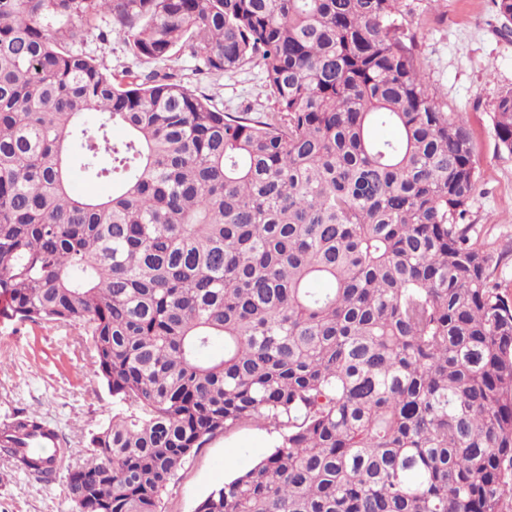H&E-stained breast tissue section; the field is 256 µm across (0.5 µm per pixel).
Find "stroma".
I'll return each mask as SVG.
<instances>
[{
    "instance_id": "35a3bbf8",
    "label": "stroma",
    "mask_w": 512,
    "mask_h": 512,
    "mask_svg": "<svg viewBox=\"0 0 512 512\" xmlns=\"http://www.w3.org/2000/svg\"><path fill=\"white\" fill-rule=\"evenodd\" d=\"M399 2L416 34L414 53L425 83L444 111L461 113L473 142L479 188L467 221L497 260L500 280L512 285V155L499 150L493 126L499 96L512 89V35L499 34L492 0ZM107 24V18L97 20L82 50L117 73L130 58L121 38L100 40L98 31ZM182 67L188 87L224 111L255 117L273 109L261 91L259 68L196 75L188 58ZM20 411L37 413L55 427L68 451L48 483L0 453V512H73L68 475L91 455L92 434L117 411L92 370L79 326L0 316V421ZM274 443V434L255 426L215 436L178 470L161 497L160 512H194L207 493L250 468Z\"/></svg>"
}]
</instances>
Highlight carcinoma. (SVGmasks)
Masks as SVG:
<instances>
[{"label":"carcinoma","mask_w":512,"mask_h":512,"mask_svg":"<svg viewBox=\"0 0 512 512\" xmlns=\"http://www.w3.org/2000/svg\"><path fill=\"white\" fill-rule=\"evenodd\" d=\"M104 14L154 68L69 48ZM413 40L398 0H0V313L82 326L119 406L77 512H159L250 423L274 449L195 512H512V294ZM182 51L260 66L273 111L217 109ZM493 123L511 154L512 90Z\"/></svg>","instance_id":"1"}]
</instances>
